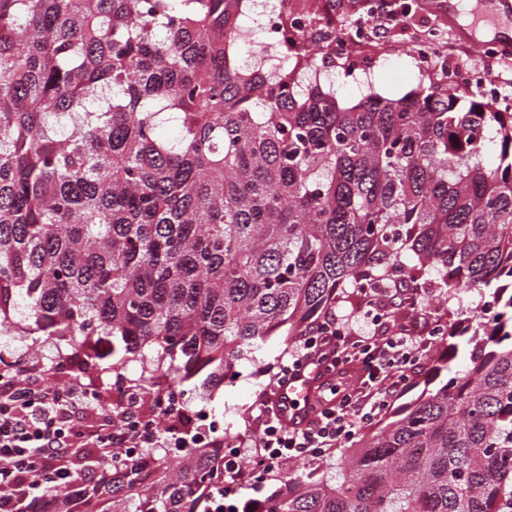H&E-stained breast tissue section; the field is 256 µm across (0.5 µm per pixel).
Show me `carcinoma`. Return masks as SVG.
Wrapping results in <instances>:
<instances>
[{
	"label": "carcinoma",
	"instance_id": "cac0c4a2",
	"mask_svg": "<svg viewBox=\"0 0 512 512\" xmlns=\"http://www.w3.org/2000/svg\"><path fill=\"white\" fill-rule=\"evenodd\" d=\"M251 0H0V333L94 382L154 353L153 394L213 386L334 305L427 286L491 298L448 327L413 402L330 482L299 465L263 512H512V99L430 86L341 105L331 43L252 67ZM496 129V165L484 164ZM466 369L452 373L459 354ZM155 474L115 455L50 512H212L224 453Z\"/></svg>",
	"mask_w": 512,
	"mask_h": 512
}]
</instances>
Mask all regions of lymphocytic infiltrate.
<instances>
[{
    "instance_id": "lymphocytic-infiltrate-1",
    "label": "lymphocytic infiltrate",
    "mask_w": 512,
    "mask_h": 512,
    "mask_svg": "<svg viewBox=\"0 0 512 512\" xmlns=\"http://www.w3.org/2000/svg\"><path fill=\"white\" fill-rule=\"evenodd\" d=\"M419 350V339L409 330L384 338L358 336L352 326L326 313L279 364L273 379L280 389L303 375L322 376L307 420L284 425L271 396L260 395L255 402L258 428L248 441L256 480L281 472L290 460L318 459L353 440L387 409L416 365ZM91 404L82 383L47 386L29 358L0 370V512H16L22 500L30 512H39L46 487L72 483L76 444L94 446L103 457L115 452L139 457L142 449L159 443V423L173 411L159 399L149 416L135 412L116 422L105 410L86 425L79 414Z\"/></svg>"
}]
</instances>
